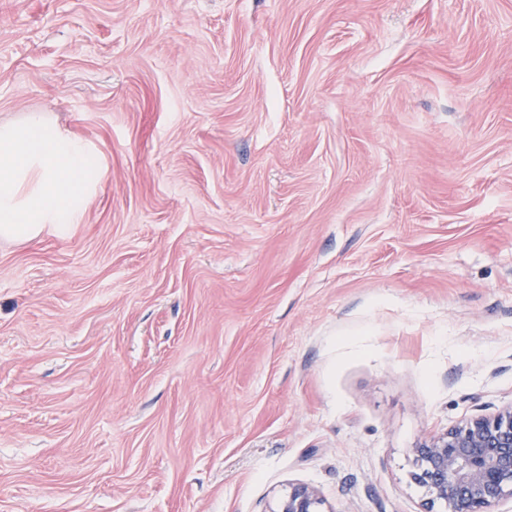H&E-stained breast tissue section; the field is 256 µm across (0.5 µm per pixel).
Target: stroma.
<instances>
[{"label":"stroma","mask_w":512,"mask_h":512,"mask_svg":"<svg viewBox=\"0 0 512 512\" xmlns=\"http://www.w3.org/2000/svg\"><path fill=\"white\" fill-rule=\"evenodd\" d=\"M107 172L0 242V512H426L512 404V0H0V121ZM322 504L323 500L313 487L297 483L289 487L270 512H324L320 510Z\"/></svg>","instance_id":"1"}]
</instances>
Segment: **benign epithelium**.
Wrapping results in <instances>:
<instances>
[{
  "label": "benign epithelium",
  "instance_id": "7a95c632",
  "mask_svg": "<svg viewBox=\"0 0 512 512\" xmlns=\"http://www.w3.org/2000/svg\"><path fill=\"white\" fill-rule=\"evenodd\" d=\"M410 478L445 512H491L512 500V404L461 421L412 449ZM323 500L304 483L293 484L270 512H322Z\"/></svg>",
  "mask_w": 512,
  "mask_h": 512
}]
</instances>
